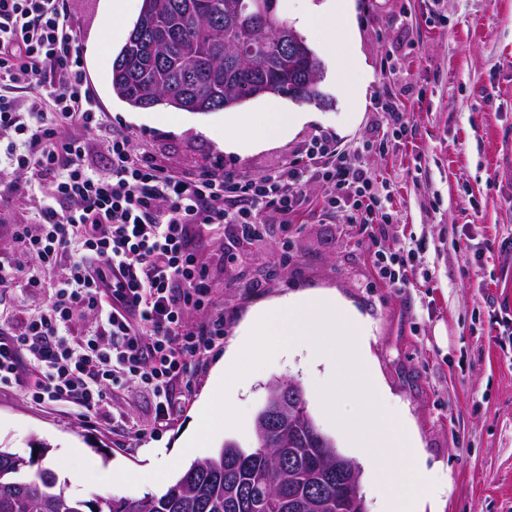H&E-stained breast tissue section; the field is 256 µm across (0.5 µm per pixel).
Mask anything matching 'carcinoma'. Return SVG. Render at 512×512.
Listing matches in <instances>:
<instances>
[{"label": "carcinoma", "instance_id": "carcinoma-1", "mask_svg": "<svg viewBox=\"0 0 512 512\" xmlns=\"http://www.w3.org/2000/svg\"><path fill=\"white\" fill-rule=\"evenodd\" d=\"M148 26L133 27L112 65V90L134 108L173 101L188 93L203 112L227 108L266 84L270 95L316 103L309 64L284 58L261 25L254 0H150ZM296 414L265 421L257 414V446L231 441L195 460L159 494L112 501L108 512H339V498L359 492L360 467L336 470L342 456L331 440L311 431L301 387ZM49 445L27 457L0 448V512H99L68 492L67 482L41 465Z\"/></svg>", "mask_w": 512, "mask_h": 512}]
</instances>
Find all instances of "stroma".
<instances>
[{
    "mask_svg": "<svg viewBox=\"0 0 512 512\" xmlns=\"http://www.w3.org/2000/svg\"><path fill=\"white\" fill-rule=\"evenodd\" d=\"M79 45L109 129L132 135L173 171L224 161L248 175L279 169L300 158L316 135L349 148L353 164L367 166L386 184L380 200L395 217L384 249L417 250L407 288H390L375 275L363 240L369 225L349 211L333 215L302 208L282 227L263 217L260 237L243 238L225 225L196 244L208 261L224 342L193 361L189 393L168 427L153 430L152 397L130 386L110 402L135 437L108 425L90 427L20 391L0 393V448L29 455L45 442V467L60 478L79 471L73 492L86 500L158 493L193 460L225 441L255 445L254 423L268 388L298 383L307 410L323 434L351 455L342 428L325 413L317 386L335 368L305 350L270 360L246 374L237 391L241 428L219 431L209 446L183 452L206 399L215 367L240 341L258 310L291 293L336 292L374 323L371 355L392 404L403 409L428 466L448 474L449 495L439 512H512V0H355V59L337 73L323 71L319 103L289 137L247 152H229L225 135L238 134L252 112L286 107L285 99L258 97L209 113L163 105L131 107L112 91V62L122 44L112 38L107 0H68ZM397 96L407 128L403 139L383 137L377 109L383 93ZM258 291L245 292L246 284ZM81 447L82 456L72 448ZM137 474L163 469L162 481L99 487V468Z\"/></svg>",
    "mask_w": 512,
    "mask_h": 512,
    "instance_id": "35a3bbf8",
    "label": "stroma"
}]
</instances>
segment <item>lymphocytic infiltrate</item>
<instances>
[{"label":"lymphocytic infiltrate","mask_w":512,"mask_h":512,"mask_svg":"<svg viewBox=\"0 0 512 512\" xmlns=\"http://www.w3.org/2000/svg\"><path fill=\"white\" fill-rule=\"evenodd\" d=\"M77 33L68 0H0V131L11 137L10 190L46 191L30 222L11 229L0 299L16 287L31 295L53 288L37 314L0 324V391L126 432L108 402L133 383L152 396L155 424L164 427L179 407L173 382L191 386L192 359L224 338L197 232L235 224L251 239L269 210L291 224L311 178L327 187L318 202L324 213L346 208L352 223L381 227L393 216L378 207L376 174L348 163L324 138L301 160L251 176L224 167L175 174L135 151L124 130L102 134ZM74 126L81 135L71 134ZM97 134L112 164L108 176L87 159ZM365 244L380 280L406 287L410 254L380 249L374 233ZM192 310L200 320H187ZM86 311L93 325H81Z\"/></svg>","instance_id":"1"}]
</instances>
